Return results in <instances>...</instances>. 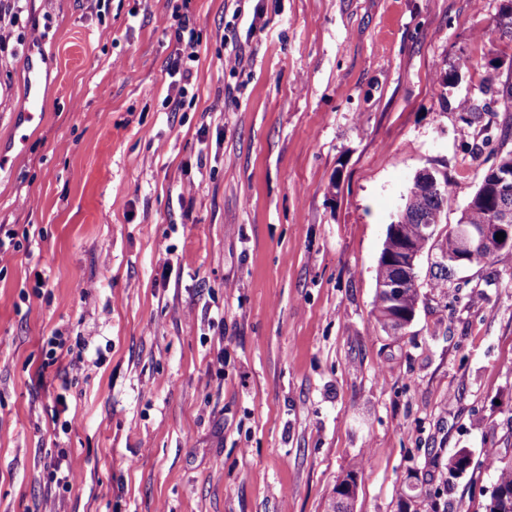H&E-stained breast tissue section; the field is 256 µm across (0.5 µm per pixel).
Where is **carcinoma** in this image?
<instances>
[{"mask_svg":"<svg viewBox=\"0 0 512 512\" xmlns=\"http://www.w3.org/2000/svg\"><path fill=\"white\" fill-rule=\"evenodd\" d=\"M458 110L465 113V120L472 124L478 120L483 107L472 99H463L458 103ZM512 168V150L499 152L495 165L484 171L480 185L471 200L461 209L457 224H493L502 218H508L512 224V189L503 191L498 187V173L503 169ZM432 175L442 183L441 193L434 196L429 193L426 176L418 174L409 190L403 208L397 217V228L386 234L383 248L378 261L377 282L392 280L401 275L392 257L400 254V250L408 247L416 252L424 251L430 239L424 237L421 226L434 223L435 217L448 208V200L452 195V186L448 175L438 170ZM441 260L435 263L434 274L437 288L448 281L455 266L449 258L460 252L458 236L451 230L439 240ZM512 255V247L497 251H477L468 256L467 265L491 264L504 255ZM420 301L419 288L412 286L402 290L397 304L390 305L384 292L377 291L373 304L375 326L386 334L393 336L403 334V330L388 323L386 316L391 313L399 319L406 320L417 309ZM486 465L494 472V481L489 490L485 512H512V460L506 461L494 453L484 457L483 462H475L471 454L464 448L448 456L442 463L444 483L450 487L462 475Z\"/></svg>","mask_w":512,"mask_h":512,"instance_id":"1","label":"carcinoma"}]
</instances>
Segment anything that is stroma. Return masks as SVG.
<instances>
[{"mask_svg": "<svg viewBox=\"0 0 512 512\" xmlns=\"http://www.w3.org/2000/svg\"><path fill=\"white\" fill-rule=\"evenodd\" d=\"M502 4L0 0V512H330L354 468L355 512H483L492 472L439 462L512 457V257L437 288L427 248L405 335L371 311L416 174L451 227L497 160ZM443 59L470 67L441 88ZM174 37L179 48L177 56L169 64L168 75L176 78L172 83L176 85L177 92L174 96L168 95V102L172 111L176 112L183 106V99L193 81L192 68L188 62H196L198 58L195 30L187 14L179 16L174 28ZM28 78V95L18 112L23 114L24 119L31 121L36 115L41 116L40 67L38 61L34 58L30 59Z\"/></svg>", "mask_w": 512, "mask_h": 512, "instance_id": "stroma-1", "label": "stroma"}]
</instances>
